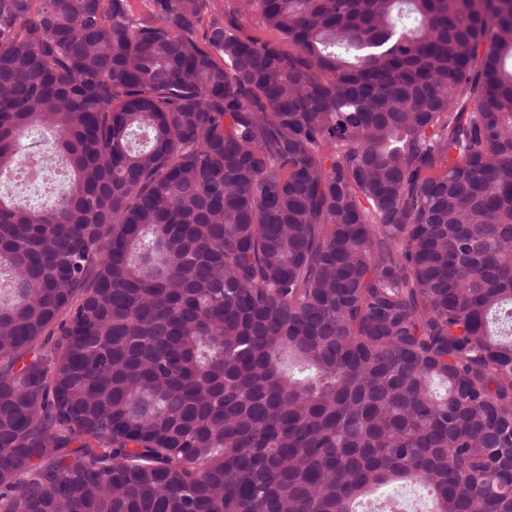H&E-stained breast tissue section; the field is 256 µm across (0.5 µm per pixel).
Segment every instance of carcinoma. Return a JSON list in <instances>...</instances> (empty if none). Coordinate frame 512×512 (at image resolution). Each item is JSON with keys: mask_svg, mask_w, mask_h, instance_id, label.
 Returning <instances> with one entry per match:
<instances>
[{"mask_svg": "<svg viewBox=\"0 0 512 512\" xmlns=\"http://www.w3.org/2000/svg\"><path fill=\"white\" fill-rule=\"evenodd\" d=\"M255 1L0 0V512H512V0ZM245 30L252 35L266 40L282 43L280 35L275 31L266 28L258 5L255 3L246 10V14L241 20Z\"/></svg>", "mask_w": 512, "mask_h": 512, "instance_id": "cac0c4a2", "label": "carcinoma"}]
</instances>
